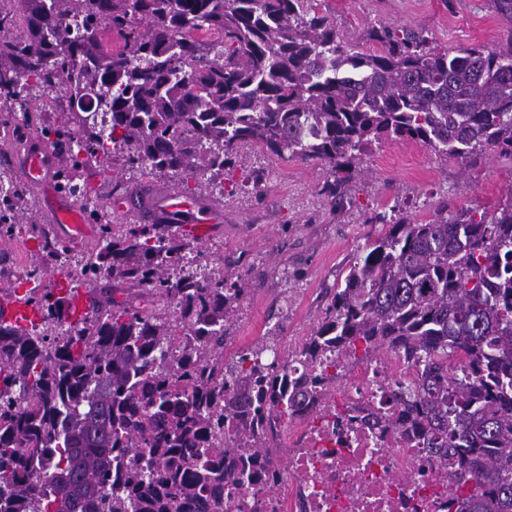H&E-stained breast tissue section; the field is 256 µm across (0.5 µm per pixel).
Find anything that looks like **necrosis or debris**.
Returning a JSON list of instances; mask_svg holds the SVG:
<instances>
[{
	"label": "necrosis or debris",
	"instance_id": "necrosis-or-debris-1",
	"mask_svg": "<svg viewBox=\"0 0 512 512\" xmlns=\"http://www.w3.org/2000/svg\"><path fill=\"white\" fill-rule=\"evenodd\" d=\"M340 399L319 408L302 403L288 433V469L252 482L224 485V512H455L440 481L441 462L401 416L380 411L397 382L414 377L394 356L346 364ZM350 410L337 421V405Z\"/></svg>",
	"mask_w": 512,
	"mask_h": 512
}]
</instances>
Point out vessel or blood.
Masks as SVG:
<instances>
[{"mask_svg": "<svg viewBox=\"0 0 512 512\" xmlns=\"http://www.w3.org/2000/svg\"><path fill=\"white\" fill-rule=\"evenodd\" d=\"M18 161L28 183L40 191L59 235L68 240L90 236L94 227L86 213L70 204L59 191L56 172L60 162L45 146L40 135L32 136ZM150 208L156 219L180 222L182 231L193 238L206 240L217 232L218 217L207 211L200 201L178 193L169 192L158 197L151 202Z\"/></svg>", "mask_w": 512, "mask_h": 512, "instance_id": "b4317fda", "label": "vessel or blood"}]
</instances>
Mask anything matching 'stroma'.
Returning <instances> with one entry per match:
<instances>
[{
    "label": "stroma",
    "mask_w": 512,
    "mask_h": 512,
    "mask_svg": "<svg viewBox=\"0 0 512 512\" xmlns=\"http://www.w3.org/2000/svg\"><path fill=\"white\" fill-rule=\"evenodd\" d=\"M337 31L363 51L377 50L375 28L425 32L436 50L483 46L494 50L512 40V24L501 19L493 0H318ZM363 172L351 181L352 204L334 211L322 193L327 168L316 161L275 156L257 144L238 150L223 183L159 176L130 170L114 161L89 182L107 204L113 184L131 192L156 194L187 183L195 198L221 216L219 231L200 248L208 260L224 263L225 279L241 282L245 293L224 344V359L262 346L264 359L298 353L324 320L352 258L386 230L366 223L369 213L403 202L408 218L426 222L445 199L493 211L512 184V159L483 155L461 163L425 145L394 141L373 146ZM260 189H253V181Z\"/></svg>",
    "instance_id": "35a3bbf8"
}]
</instances>
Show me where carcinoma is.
I'll return each instance as SVG.
<instances>
[{"label": "carcinoma", "mask_w": 512, "mask_h": 512, "mask_svg": "<svg viewBox=\"0 0 512 512\" xmlns=\"http://www.w3.org/2000/svg\"><path fill=\"white\" fill-rule=\"evenodd\" d=\"M26 33L0 10V112L50 139L60 185L80 181L96 248L41 287L73 248L39 224L20 295L0 291V512H224L219 481L282 463L263 420L331 395L341 359L390 352L420 372L394 399L443 460L457 512H512V185L492 212L452 207L415 222L397 207L367 224L302 376L263 351L224 365L244 288L168 224L114 230L82 173L224 175L245 142L320 161L331 208L377 144L412 141L470 161L512 156V41L436 51L383 27L380 49L347 41L317 0H26ZM110 32L122 49L101 42ZM57 116L35 119L34 100ZM26 191L0 168V240L20 232ZM85 309L76 313L81 297ZM36 318L21 324L5 307ZM196 337L167 359L178 331ZM240 448L254 456L243 462Z\"/></svg>", "instance_id": "1"}]
</instances>
